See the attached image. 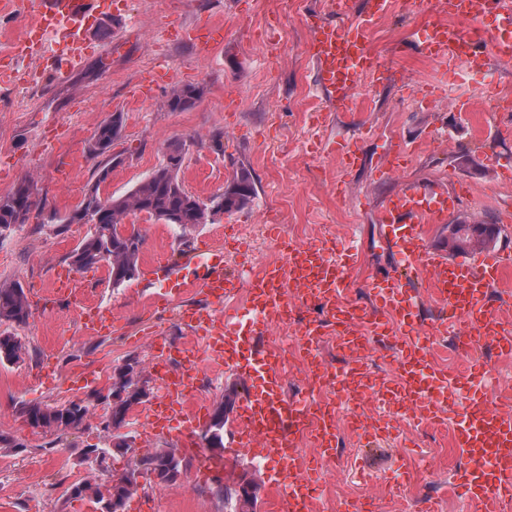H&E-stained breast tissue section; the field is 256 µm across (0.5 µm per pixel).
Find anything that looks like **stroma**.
I'll list each match as a JSON object with an SVG mask.
<instances>
[{
    "label": "stroma",
    "mask_w": 512,
    "mask_h": 512,
    "mask_svg": "<svg viewBox=\"0 0 512 512\" xmlns=\"http://www.w3.org/2000/svg\"><path fill=\"white\" fill-rule=\"evenodd\" d=\"M428 10L420 0L412 11L394 12L370 30L377 59L394 69L395 79L363 86L359 110L331 112L306 53L313 26L329 18L323 0H112L80 66L0 88V195L28 179L46 210L68 213L95 181L98 161L87 151L91 137L119 112L124 130L114 149L124 162L113 168L105 194L134 188L159 166L174 139L188 147L179 177L195 195L221 192L242 165L256 186L245 209L189 230L128 216L126 227L143 237L141 262L176 264L190 250L223 246L234 232L252 245L254 256L226 255L225 266L245 280L265 263L280 261L261 232L262 225L275 224L299 242L356 239L361 251L350 272V296L369 302L371 277L398 266L395 249L379 234L378 205L403 180L466 187L448 216L452 224L500 225L512 216V138L474 136L452 107L454 100L467 101L489 121L491 92L512 99V63L495 60L481 72L443 75L412 46ZM205 19L224 25V45L207 59L190 44L155 34L170 22L190 27ZM161 60L177 72L179 84L203 87L193 109L163 108V88L142 101L130 98V89ZM494 118L512 121V111ZM397 141L415 146L416 154L398 174L378 178V165ZM342 144L361 158L360 166L344 167ZM88 230L85 224L62 230L34 217L0 242V282L20 281L32 304L27 325L16 330L27 349L24 360L0 365V434L15 443L0 447V512H96L89 499L69 497L67 488L89 477L111 483L138 454L177 445L170 433L144 435L132 415L124 431L134 453L112 454L91 472L80 464V450L107 445L106 405L91 406L86 425L62 436L32 430L19 415L24 403L85 401L91 390L107 385L123 360L147 363L153 341H189L177 312L205 301L194 291L171 309L149 308L144 278L115 288L103 266L80 272L82 288L41 297ZM91 307L111 309L109 334L86 335L80 314ZM454 428L451 421L419 429L405 424L379 448L362 447L354 433L340 429L338 454L316 479L317 512H338L344 500L363 494L372 496L377 512H411L431 492L446 495L447 512H467L458 487L466 459L453 444ZM138 481L126 512H139L144 503L149 512H225L208 486L188 477L167 485L143 471Z\"/></svg>",
    "instance_id": "obj_1"
}]
</instances>
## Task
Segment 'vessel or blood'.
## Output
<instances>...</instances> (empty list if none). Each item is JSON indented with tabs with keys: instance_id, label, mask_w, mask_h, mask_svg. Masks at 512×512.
Segmentation results:
<instances>
[{
	"instance_id": "vessel-or-blood-1",
	"label": "vessel or blood",
	"mask_w": 512,
	"mask_h": 512,
	"mask_svg": "<svg viewBox=\"0 0 512 512\" xmlns=\"http://www.w3.org/2000/svg\"><path fill=\"white\" fill-rule=\"evenodd\" d=\"M367 4L358 16L352 0H329L330 20L314 28L309 54L329 111H351L362 82L377 84L392 77L377 63L368 33L400 0ZM108 7L107 0H39L30 13L21 53L34 56L44 68L66 72L81 61L90 31ZM430 11L434 19L415 43L423 59L476 70L484 68L492 55L512 60V0H431ZM490 15L496 16L497 24L493 52L487 55L476 49L477 31H462L456 22H479ZM169 35L193 44L205 57L224 43V30L216 25L200 32L174 28ZM455 205V194L440 180L404 181L383 200L381 233L398 249L403 264L371 282L368 307L348 295L355 261L352 246L338 250L324 240L288 245L285 263L265 266L245 285L225 271L220 249L202 247L182 263L150 265L147 285L153 308L167 309L176 297L197 289L206 303L179 314L195 343L172 353L164 345L154 347L158 360L150 369L158 391L144 413L146 428L161 432L169 422H178V436L193 449L196 471L205 476L218 473L223 461L242 454L268 461V484L288 487L278 502L279 512H313L315 469L304 466L295 450L310 434L319 457L335 455L337 423L311 392L286 394L280 357L261 340L265 328L289 312V289L296 285L301 307L315 313L301 327V347L314 377L333 388L339 405L350 409L349 428L372 443L401 421L439 423L446 419L448 407L459 406L455 440L467 458L464 495L475 512H512V400L470 390L457 376L437 371L427 348L429 338L445 336L474 351L488 344L501 357L512 358V319L495 311L492 297L512 267V256L487 253L456 261L428 245L429 225L447 223ZM243 285L248 288L246 315L224 316L225 299ZM426 294L442 306L440 317L431 321L422 313ZM84 327L90 334L110 331L111 310L90 309ZM399 327L407 335L387 352L395 366L394 378L359 362V355L377 350ZM327 329L337 337V352L355 355V362L335 368L320 359L316 344ZM208 360L224 365L245 386L231 414V434L220 462L195 446L206 409L194 395Z\"/></svg>"
}]
</instances>
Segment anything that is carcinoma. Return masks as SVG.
Returning <instances> with one entry per match:
<instances>
[{
    "label": "carcinoma",
    "instance_id": "cac0c4a2",
    "mask_svg": "<svg viewBox=\"0 0 512 512\" xmlns=\"http://www.w3.org/2000/svg\"><path fill=\"white\" fill-rule=\"evenodd\" d=\"M204 89L198 85L185 84L173 88L164 101L170 111H187L201 100ZM120 122L103 125L92 138L89 154L94 157L107 156L98 165L97 179L84 195L83 200L63 219L61 224L93 223L88 234L70 252L68 260L77 271L93 268L100 262H107L108 278L112 286L119 287L138 277L139 261L143 244L142 236L134 231L122 230L124 219L130 214L144 213L166 224H207L209 214L202 208L203 200L185 189L179 172L185 160V144L170 141L166 147L165 161L133 190L122 196L101 195V185L107 182L112 170L110 151L119 136ZM32 182L22 180L11 193L0 196V240L15 228L29 223L33 212L43 211V204L31 192ZM256 193L250 171L242 167L234 172L233 179L224 186L216 199L240 211L247 207ZM31 316V302L23 285L19 282L0 283V325L12 328L28 323ZM25 347L16 334L0 332V364H14L23 359ZM139 362H124L112 370L111 384L107 396L110 414L105 421L104 431L109 437L126 423L132 406L147 396L144 384V370H136ZM102 397L97 392L89 396L88 403L63 407H41L26 404L21 414L30 425L42 430L55 429V423L63 420L68 429L76 430L84 424L89 414V403ZM237 392L223 397L214 408L206 428L204 439L210 448L224 447V425L232 411ZM112 455L109 447L84 448L80 452V462L94 471ZM138 466L154 474L160 482L168 485L177 483L178 477L189 467V461L178 456L173 448H153L140 458ZM134 472H128L109 484L108 499H91L97 512H123L127 502L137 492ZM211 491L229 506L231 512H255L258 496L242 494L237 488L224 483L219 477L212 478Z\"/></svg>",
    "mask_w": 512,
    "mask_h": 512
}]
</instances>
